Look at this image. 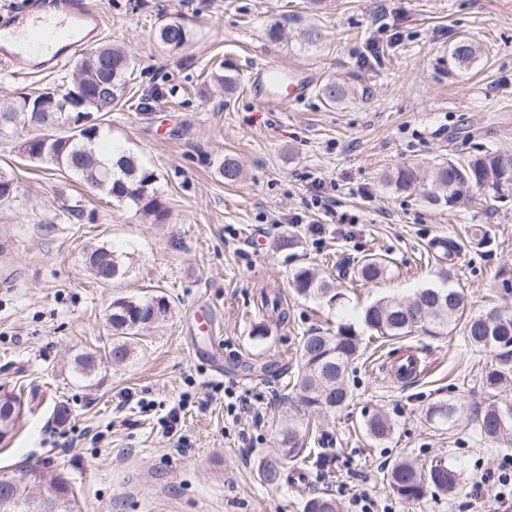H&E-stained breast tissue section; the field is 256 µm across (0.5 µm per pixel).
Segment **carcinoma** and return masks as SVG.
<instances>
[{
	"mask_svg": "<svg viewBox=\"0 0 512 512\" xmlns=\"http://www.w3.org/2000/svg\"><path fill=\"white\" fill-rule=\"evenodd\" d=\"M191 38V31L179 18L173 17L163 23L156 32L159 43L174 51ZM480 48L469 38L461 37L450 50L451 64L459 69H468L477 63ZM104 60L112 65L111 80L107 81L92 72L79 57L75 69L80 76L72 77L64 84L67 93L50 99L45 92L19 98L8 110L0 112V128L18 124L33 126L52 113H65L80 118L91 115L96 123L84 129L78 138L62 134L44 143L33 141L30 160L68 170L104 191L119 202H129L146 214H155L161 207L156 195L153 172L139 166L130 153H121L115 158L100 155L96 142L103 136L100 113L110 112L126 95L127 83L134 74L135 64L120 47H102ZM350 88L341 83L330 82L322 88L324 98L330 103L344 100ZM419 179L418 173L403 167L390 178L395 189L405 191ZM430 189L427 200L436 206L453 211L467 203L489 199L507 203L512 200V156L497 152H480L465 161L451 158L434 164L428 173ZM493 242L491 230L479 225L471 230L469 244L485 248ZM435 259L440 263L441 285L422 288L407 298H381L368 305L361 314L360 324L377 338H402L416 332L442 334L451 326L463 324V333L468 343L477 348L497 352L499 364L485 370L483 384L490 401L478 418L480 433L492 443L512 444V406H500L495 397L507 385H512V313L504 312L503 322L495 324L484 319V315L467 316L466 299L463 292L450 286L454 276L455 256L461 246L452 240H440L431 244ZM95 279L102 285L124 277L125 263L105 245L95 248L88 259ZM388 270V261L376 255L360 258L353 267L354 277L365 283L383 278ZM295 292L304 297H321L333 303L341 293L319 276L311 267L299 269L293 277ZM262 306L278 319L288 317V308L281 296L262 292ZM169 309L163 296L145 299L118 298L112 302V328L121 338L113 343L109 356L114 363L124 362L130 355L128 337L146 328L144 321L158 318ZM362 336L354 324L340 322L336 330L317 329L301 340V363L298 367L293 390L298 402L306 411L336 413L347 408L353 400V392L345 382L349 366L357 358ZM98 365L86 354L77 355L72 364L74 375L82 381H92ZM21 406V397L0 406V429L12 431L17 424L13 409ZM456 413L455 405L440 403L429 410V418L439 423L450 421ZM367 433L375 440H383L392 430L390 420L383 414H374L366 422ZM308 433L291 423L281 430V453L273 455L259 465L261 481L274 485L283 479L284 461L299 456L309 459L312 453H303L302 443ZM33 481L25 484H0V512H34L31 489L41 488L49 503L60 506V512H73L74 494L68 481L59 475L32 471ZM391 492L400 500L414 502L429 494H448L455 490V471L446 463L439 462L423 475L410 462L395 465L387 475ZM303 512H339L336 499L319 492L310 495L304 502Z\"/></svg>",
	"mask_w": 512,
	"mask_h": 512,
	"instance_id": "carcinoma-1",
	"label": "carcinoma"
}]
</instances>
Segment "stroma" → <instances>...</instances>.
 Returning <instances> with one entry per match:
<instances>
[{"mask_svg": "<svg viewBox=\"0 0 512 512\" xmlns=\"http://www.w3.org/2000/svg\"><path fill=\"white\" fill-rule=\"evenodd\" d=\"M90 2L103 18L97 45L123 46L136 64L130 92L104 125L113 144L154 172L163 210L143 214L70 171L20 158L15 146L30 130L0 132V171L15 187L0 204V393L23 400L15 430L0 441V478L27 467L61 473L78 512H303L305 498L325 489L342 512H359L362 490L379 512H475L477 482L512 460V445L483 439L476 420L487 403L480 368L497 364L495 352L470 346L458 328L363 342L346 375L354 399L333 418L299 413L287 382L303 336L358 322L379 298L437 285L428 256L437 239L461 245L452 285L471 313L512 311V295L496 287L500 269L512 266V203L451 212L422 189L389 182L404 166L423 174L448 156L512 154V0H326L320 9L309 0ZM174 16L193 37L172 53L155 31ZM307 26L321 29L318 48L300 45ZM273 27L279 40L268 36ZM464 34L482 55L459 71L448 50ZM216 61L232 88L213 81ZM267 64L304 81L305 97L260 107L249 76ZM61 77L0 69V108ZM331 81L354 87V97L328 103L322 88ZM227 158L244 169L234 185L219 171ZM317 194L333 197L352 223L307 210ZM474 224L495 232L490 250L469 246ZM289 235L296 247L278 249ZM102 244L128 265L109 287L86 263ZM373 253L390 262L383 279L342 277ZM303 266L318 268L343 299L298 296L293 276ZM263 290L279 292L287 323L258 308ZM152 295L166 296L167 313L112 364L113 300ZM199 308L216 335L191 327ZM401 350L425 366L408 383L391 373ZM79 353L100 356L93 381L73 376ZM228 386L250 406L235 426ZM441 401L458 407L444 425L427 418ZM178 404L174 438L163 421ZM377 412L393 429L373 443L364 423ZM291 422L319 424L327 461H288L281 484H263L259 463ZM406 459L425 469L448 463L456 491L398 500L385 475Z\"/></svg>", "mask_w": 512, "mask_h": 512, "instance_id": "obj_1", "label": "stroma"}]
</instances>
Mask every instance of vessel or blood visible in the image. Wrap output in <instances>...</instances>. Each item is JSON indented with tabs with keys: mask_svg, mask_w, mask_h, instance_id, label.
Here are the masks:
<instances>
[{
	"mask_svg": "<svg viewBox=\"0 0 512 512\" xmlns=\"http://www.w3.org/2000/svg\"><path fill=\"white\" fill-rule=\"evenodd\" d=\"M102 30V17L82 0H27L21 11L0 18V65L18 70H52L82 51ZM298 97L303 87L292 81L286 68H256L251 88L259 104L268 103L274 87Z\"/></svg>",
	"mask_w": 512,
	"mask_h": 512,
	"instance_id": "1",
	"label": "vessel or blood"
}]
</instances>
